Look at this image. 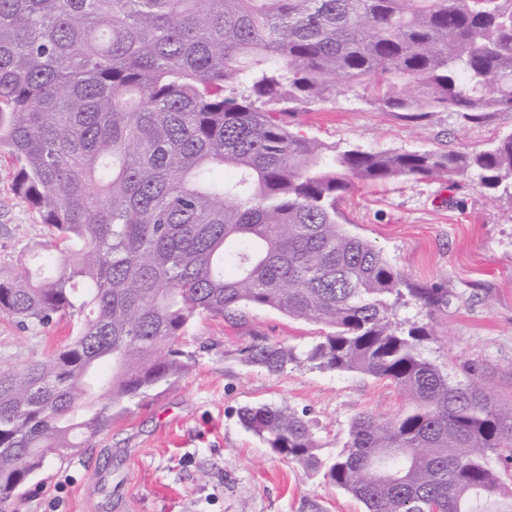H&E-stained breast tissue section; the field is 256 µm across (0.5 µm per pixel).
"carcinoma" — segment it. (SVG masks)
<instances>
[{
	"label": "carcinoma",
	"mask_w": 512,
	"mask_h": 512,
	"mask_svg": "<svg viewBox=\"0 0 512 512\" xmlns=\"http://www.w3.org/2000/svg\"><path fill=\"white\" fill-rule=\"evenodd\" d=\"M358 89L415 122L512 112V0H0V153L48 230L0 277V314L28 330L76 320L61 349L0 368V512L181 376L162 349L197 318L248 307L331 332L248 345L246 364L363 373L408 401L354 416L327 465L288 404L242 408L273 452L364 512H512L489 464L512 460V400L451 381L423 353L428 324L397 319L448 310L446 283L410 282L339 211L357 184L396 178L512 189V130L452 153L340 149L288 128Z\"/></svg>",
	"instance_id": "1"
}]
</instances>
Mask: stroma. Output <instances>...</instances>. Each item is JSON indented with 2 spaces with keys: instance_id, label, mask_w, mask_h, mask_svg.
<instances>
[{
  "instance_id": "stroma-1",
  "label": "stroma",
  "mask_w": 512,
  "mask_h": 512,
  "mask_svg": "<svg viewBox=\"0 0 512 512\" xmlns=\"http://www.w3.org/2000/svg\"><path fill=\"white\" fill-rule=\"evenodd\" d=\"M288 123L340 148L469 152L511 130L512 112L480 126L453 112L416 124L344 91ZM17 169L0 158V274L14 272L22 251L45 234L38 213L14 191ZM339 208L348 229L412 281L447 279L446 313L430 320L415 307L399 312L430 324L425 355L453 379L475 373L498 397L512 398V194L470 178H401L359 185ZM72 327L66 318L29 332L0 316V367L44 358ZM327 331L269 308L196 319L178 344L185 373L131 405L71 460L33 477L18 512H363L350 494L274 454L239 420L243 407L287 403L307 415L327 459L342 449L356 414L404 410L394 385L368 375L301 364L273 376L240 358L253 343L301 346Z\"/></svg>"
}]
</instances>
